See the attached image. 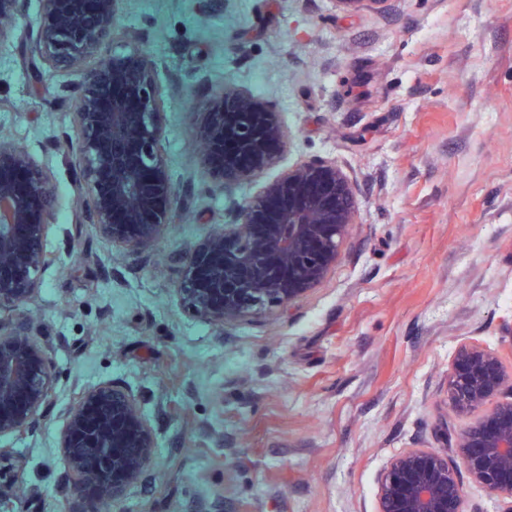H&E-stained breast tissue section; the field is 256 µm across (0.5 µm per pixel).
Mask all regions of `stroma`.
Masks as SVG:
<instances>
[{
	"label": "stroma",
	"instance_id": "obj_1",
	"mask_svg": "<svg viewBox=\"0 0 512 512\" xmlns=\"http://www.w3.org/2000/svg\"><path fill=\"white\" fill-rule=\"evenodd\" d=\"M111 50L145 51L165 115L171 221L128 252L78 221L71 98L97 59L32 83L0 38V137L51 180L56 261L25 304L57 379L34 431L0 436L8 512H68L57 448L76 396L127 386L158 452L112 512H375L396 455L465 425L446 400L456 348L512 370V0H117ZM232 87L273 105L279 162L229 189L199 154L201 112ZM336 162L358 222L291 306L216 326L180 304V260L288 168Z\"/></svg>",
	"mask_w": 512,
	"mask_h": 512
}]
</instances>
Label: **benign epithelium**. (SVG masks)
<instances>
[{"label": "benign epithelium", "mask_w": 512, "mask_h": 512, "mask_svg": "<svg viewBox=\"0 0 512 512\" xmlns=\"http://www.w3.org/2000/svg\"><path fill=\"white\" fill-rule=\"evenodd\" d=\"M343 12L389 0H331ZM33 75L98 59L75 96L83 223L128 250L151 244L168 223L173 187L161 149L164 113L151 60L108 51L116 0H41ZM203 160L222 187L277 164L285 131L259 97L224 88L204 112ZM55 220L49 176L23 150L0 143V309L20 310L54 262L46 238ZM358 223L353 183L333 161L310 159L267 184L208 242L182 257L178 292L193 318L224 325L304 298L336 265ZM56 368L24 316L0 322V436L30 431L52 404ZM448 403L475 419L452 449L470 480L512 512V371L479 344L459 346L449 368ZM72 490L70 512H97L137 483L156 449L132 392L116 382L84 390L58 439ZM446 448H413L380 474L376 512H466L465 491Z\"/></svg>", "instance_id": "1"}]
</instances>
